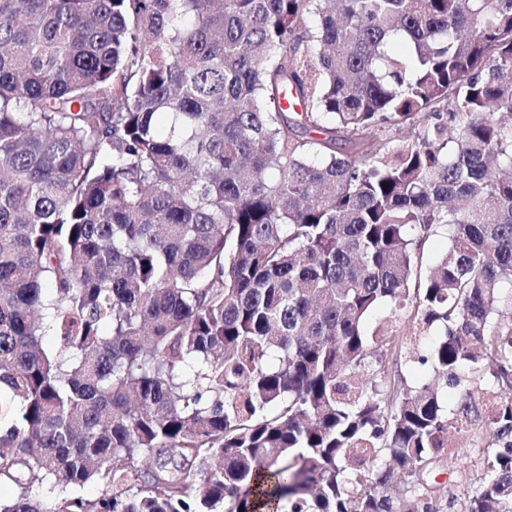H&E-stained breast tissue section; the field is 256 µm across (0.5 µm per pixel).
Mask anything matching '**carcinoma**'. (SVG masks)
<instances>
[{
	"label": "carcinoma",
	"mask_w": 512,
	"mask_h": 512,
	"mask_svg": "<svg viewBox=\"0 0 512 512\" xmlns=\"http://www.w3.org/2000/svg\"><path fill=\"white\" fill-rule=\"evenodd\" d=\"M505 307L512 0H0V512H512ZM416 360L417 356H410L401 362V375L405 376L409 384L431 379L434 375L430 365H420ZM483 439L479 446H475L471 437H463L458 439L459 446L457 450L448 454L440 475L436 477L438 482L447 483L448 480H456L457 477L465 474L470 477L480 473L481 452L485 444L486 432L484 431Z\"/></svg>",
	"instance_id": "carcinoma-1"
}]
</instances>
